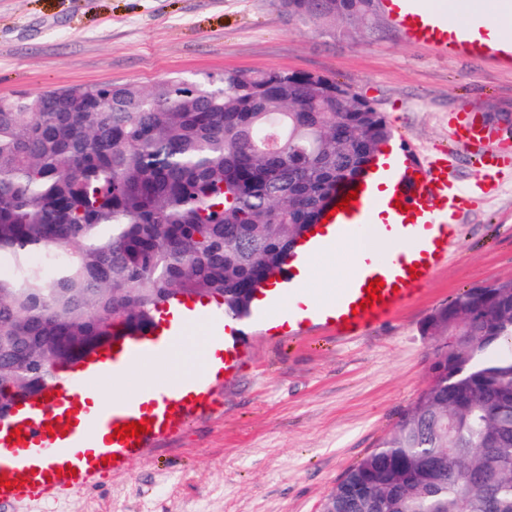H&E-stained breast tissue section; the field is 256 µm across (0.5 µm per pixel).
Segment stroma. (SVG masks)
<instances>
[{
    "mask_svg": "<svg viewBox=\"0 0 512 512\" xmlns=\"http://www.w3.org/2000/svg\"><path fill=\"white\" fill-rule=\"evenodd\" d=\"M319 74L350 85L416 159L453 153L461 182L479 170L456 151L448 117L460 104L496 131L499 180L462 218L460 239L413 303L362 337L335 328L240 320L238 359L208 405L183 413L129 463L66 496L0 512H319L427 381L435 343L427 317L459 290L512 279V65L409 42L386 14L351 31L289 18L278 0H0V97L76 85H148L236 70ZM347 246L316 260L309 287L347 277Z\"/></svg>",
    "mask_w": 512,
    "mask_h": 512,
    "instance_id": "obj_1",
    "label": "stroma"
}]
</instances>
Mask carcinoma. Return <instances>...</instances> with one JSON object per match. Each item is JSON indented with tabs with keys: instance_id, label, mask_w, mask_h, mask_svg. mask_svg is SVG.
Returning <instances> with one entry per match:
<instances>
[{
	"instance_id": "cac0c4a2",
	"label": "carcinoma",
	"mask_w": 512,
	"mask_h": 512,
	"mask_svg": "<svg viewBox=\"0 0 512 512\" xmlns=\"http://www.w3.org/2000/svg\"><path fill=\"white\" fill-rule=\"evenodd\" d=\"M280 6L358 29L379 3ZM391 135L347 84L281 70L1 98L0 420L177 296L247 316ZM424 333V388L322 512H512V281L458 292Z\"/></svg>"
}]
</instances>
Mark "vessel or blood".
Instances as JSON below:
<instances>
[{
    "instance_id": "b4317fda",
    "label": "vessel or blood",
    "mask_w": 512,
    "mask_h": 512,
    "mask_svg": "<svg viewBox=\"0 0 512 512\" xmlns=\"http://www.w3.org/2000/svg\"><path fill=\"white\" fill-rule=\"evenodd\" d=\"M382 8L406 39L456 53L491 52L489 43L470 39L476 17L448 26L447 7H430L428 0H382ZM457 146L472 148L489 142L491 132L460 105L453 125ZM479 181L464 184L450 180L447 163L439 159L424 164L397 160L368 170L360 179L341 187L336 201H348L328 219L337 242L357 239L361 229L403 243V250L380 258L363 251L353 255L351 271L336 291V313L330 321L336 336L347 339L385 321L428 287L436 269L451 255L460 228L451 216L478 197ZM357 199H350V191ZM296 267H288L282 281L288 294V323L314 319L316 313L303 301L304 289L295 280ZM382 281L381 297L368 301L371 281ZM186 319L173 311L144 336L122 339L118 348L105 352L101 361L82 368L72 382H53L49 399L16 410L0 424V474L14 488L0 485V499L40 502L82 486L107 469H115L141 453L146 436L125 440L114 437L117 426L153 421L158 431L176 432L178 407L207 404L212 376L199 373L189 379L140 387L128 396L92 408L97 382L105 375L124 378L132 365L172 355L184 334ZM20 439H11L12 430Z\"/></svg>"
}]
</instances>
